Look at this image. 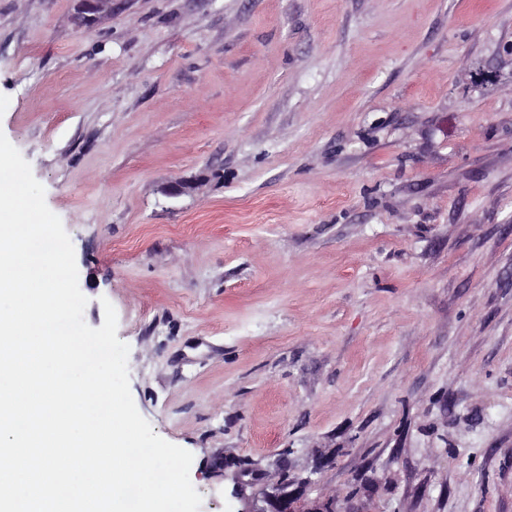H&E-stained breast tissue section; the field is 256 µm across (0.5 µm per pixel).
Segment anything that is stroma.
Returning a JSON list of instances; mask_svg holds the SVG:
<instances>
[{
  "label": "stroma",
  "mask_w": 512,
  "mask_h": 512,
  "mask_svg": "<svg viewBox=\"0 0 512 512\" xmlns=\"http://www.w3.org/2000/svg\"><path fill=\"white\" fill-rule=\"evenodd\" d=\"M76 5L0 0V132L199 512H512V0ZM113 0H78L76 20L79 26L92 28L102 14L112 11ZM268 509H258L256 512H324L322 509H302L294 507L293 504L297 500V496L287 494H271L266 495Z\"/></svg>",
  "instance_id": "stroma-1"
}]
</instances>
